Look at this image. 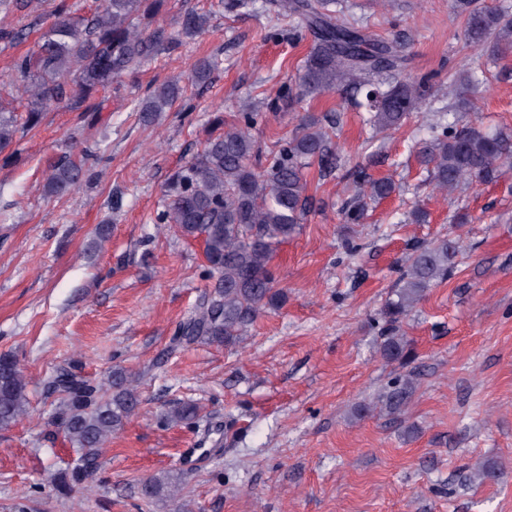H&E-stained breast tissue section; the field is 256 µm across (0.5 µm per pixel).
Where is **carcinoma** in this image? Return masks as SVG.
<instances>
[{
	"instance_id": "1",
	"label": "carcinoma",
	"mask_w": 512,
	"mask_h": 512,
	"mask_svg": "<svg viewBox=\"0 0 512 512\" xmlns=\"http://www.w3.org/2000/svg\"><path fill=\"white\" fill-rule=\"evenodd\" d=\"M44 0H0V18L25 12L43 21ZM327 0H272L276 18L310 30L312 53L299 81V96L347 87L365 98L367 123L384 131L399 128L410 112L426 99L430 86L412 77L401 78L405 47L373 39L325 7ZM164 0H102L89 16L77 13L70 0H55L51 22L41 28L34 46L18 57L8 79H0V159L16 155L19 129L36 127L54 104L64 103L79 112H101L103 102H91L101 91L138 70L160 51H174L201 33L208 15L194 9L178 16L176 28L150 27L144 20L163 6ZM464 45L484 47L493 54L512 52V15L505 9L468 12ZM216 57L199 59L188 82L207 83L218 70ZM178 80L157 86L134 111L145 125L155 124L183 98ZM259 113L242 112L219 134H210L203 149L168 177L166 203L156 223L173 226L185 239L203 238L204 256L214 282L191 316L178 327L175 342L204 341L234 346L247 327L263 312L286 301L284 289L270 266L273 248L298 229L310 205L304 170L315 164L323 174L341 166L333 146L336 122L307 113L295 133L268 155L251 136ZM416 159L426 179L453 192L472 182H493L503 168L512 167V133H489L475 126L459 127L453 121L429 125L428 137L416 143ZM96 159L92 144L78 159L64 157L49 166L43 185L48 196L77 188ZM359 193L341 210L345 224H359L367 200L384 199L397 189L390 178L372 179L355 171ZM458 252V241L442 238L418 248L408 259L402 285L381 315L384 330L380 353L388 362L409 357V341L400 323L420 303L434 284L448 278ZM109 387L81 379L63 370L48 382L47 392L59 395L51 423L62 429L76 449V463L56 477L60 491L68 494L86 486L97 470L112 435L141 406L138 379L122 370L112 372ZM28 382L16 357L0 354V430L29 415ZM415 390L411 376L392 382L382 396L390 414L404 410ZM199 407L179 403L166 410V422L178 425L196 421ZM146 499H174L178 478L153 476L145 480Z\"/></svg>"
}]
</instances>
